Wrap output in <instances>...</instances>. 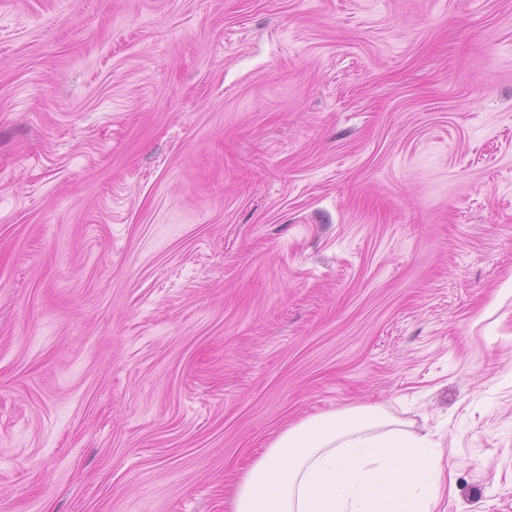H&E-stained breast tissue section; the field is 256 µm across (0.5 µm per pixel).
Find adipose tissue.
Segmentation results:
<instances>
[{
  "instance_id": "adipose-tissue-1",
  "label": "adipose tissue",
  "mask_w": 512,
  "mask_h": 512,
  "mask_svg": "<svg viewBox=\"0 0 512 512\" xmlns=\"http://www.w3.org/2000/svg\"><path fill=\"white\" fill-rule=\"evenodd\" d=\"M444 453L379 405L318 414L243 470L228 512H438Z\"/></svg>"
}]
</instances>
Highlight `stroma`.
I'll list each match as a JSON object with an SVG mask.
<instances>
[{
    "label": "stroma",
    "instance_id": "stroma-1",
    "mask_svg": "<svg viewBox=\"0 0 512 512\" xmlns=\"http://www.w3.org/2000/svg\"><path fill=\"white\" fill-rule=\"evenodd\" d=\"M366 404L512 512V0H0V512Z\"/></svg>",
    "mask_w": 512,
    "mask_h": 512
}]
</instances>
